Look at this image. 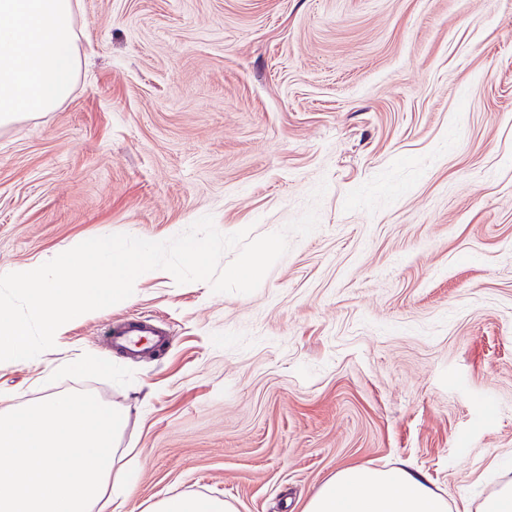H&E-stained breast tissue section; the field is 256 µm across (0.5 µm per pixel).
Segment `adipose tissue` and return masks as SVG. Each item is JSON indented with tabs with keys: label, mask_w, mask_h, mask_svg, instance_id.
Listing matches in <instances>:
<instances>
[{
	"label": "adipose tissue",
	"mask_w": 512,
	"mask_h": 512,
	"mask_svg": "<svg viewBox=\"0 0 512 512\" xmlns=\"http://www.w3.org/2000/svg\"><path fill=\"white\" fill-rule=\"evenodd\" d=\"M76 0H0V126L55 110L70 94L79 54ZM302 512H451L406 466H343Z\"/></svg>",
	"instance_id": "ef3b65f1"
}]
</instances>
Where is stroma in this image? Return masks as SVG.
Returning <instances> with one entry per match:
<instances>
[{
	"label": "stroma",
	"instance_id": "obj_1",
	"mask_svg": "<svg viewBox=\"0 0 512 512\" xmlns=\"http://www.w3.org/2000/svg\"><path fill=\"white\" fill-rule=\"evenodd\" d=\"M76 29L70 97L0 127V271L205 215L265 235L328 188L254 293L150 278L0 365V397L129 408L122 512H300L357 463L476 512L512 479V0H80ZM121 316L168 347L112 350ZM76 356L110 371L53 377ZM151 512H237L226 500L216 497L174 495L156 501Z\"/></svg>",
	"mask_w": 512,
	"mask_h": 512
}]
</instances>
